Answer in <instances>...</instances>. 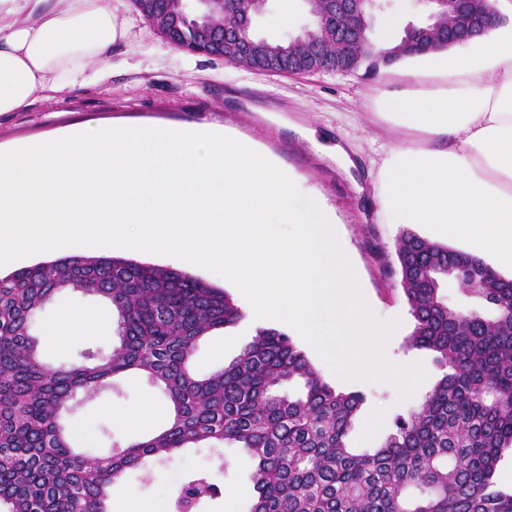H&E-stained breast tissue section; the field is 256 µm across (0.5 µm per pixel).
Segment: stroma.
Masks as SVG:
<instances>
[{"label": "stroma", "instance_id": "stroma-1", "mask_svg": "<svg viewBox=\"0 0 512 512\" xmlns=\"http://www.w3.org/2000/svg\"><path fill=\"white\" fill-rule=\"evenodd\" d=\"M281 6V0H273L256 18L258 34L289 39L310 23L301 0H293L289 26H275L273 19ZM112 13L126 36L113 43L111 57L91 65L65 91L0 114V153L99 126L205 125L249 140L298 177L305 192L319 197L333 211L339 239L356 264L374 317L398 323L385 343V354L400 365L421 364L426 372L416 391L403 400L392 383L340 379L302 338H295V345L326 382L365 395L359 420L349 435L352 446L379 447L392 432L396 417L418 408L439 376L429 352L406 346L413 317L400 284L396 256L404 227L394 223L383 204L381 172L391 154L425 143L421 134L375 109L376 97L406 89L405 79L385 68L370 80L358 73H257L168 45L136 11L132 0H112ZM419 17L416 0H392L374 19L371 38L379 45L398 38ZM338 142L349 147L352 167L343 168L328 154V146ZM186 271L206 282H217L246 312L238 325L216 331L200 344L196 364L209 371L237 356L259 323L248 315L249 303L232 282L215 280L209 270L196 265L187 266ZM65 308L94 314L97 324L85 335L60 344L54 342L53 334ZM110 310L108 302L92 295H57L33 327L46 361L56 365L78 358L88 346L111 352L116 337L109 324ZM148 403L162 407L166 401L145 380L129 377L117 382L114 390L84 397L64 422L77 446L105 453L140 435V427L131 419ZM196 471L210 472L219 487L218 496L202 512H247L249 501L240 489L249 485L253 468L248 456L234 448H203L152 464L145 473H132L125 485L116 488L112 512H123L130 496L145 505L147 512H173L177 486Z\"/></svg>", "mask_w": 512, "mask_h": 512}]
</instances>
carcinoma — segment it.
<instances>
[{
	"instance_id": "obj_1",
	"label": "carcinoma",
	"mask_w": 512,
	"mask_h": 512,
	"mask_svg": "<svg viewBox=\"0 0 512 512\" xmlns=\"http://www.w3.org/2000/svg\"><path fill=\"white\" fill-rule=\"evenodd\" d=\"M251 0H223L217 29L238 22ZM256 52L224 58L258 72L314 68L311 52L343 73L421 54L422 33L404 30L394 46L365 42L343 57L335 39L302 31L287 41L252 35ZM283 51L280 67L268 56ZM397 258L413 317L409 344L429 351L441 378L423 403L395 421L371 450L348 436L365 398L330 386L290 337L260 329L228 364L202 372L199 344L241 322L223 289L177 270L122 257L67 255L0 277V512H112V490L131 472L185 448L242 449L253 461L249 512H512V491L494 474L512 448V279L464 251L406 231ZM452 268L462 300L448 306L438 276ZM64 291L108 301L117 345L83 349L50 366L32 334L36 316ZM146 378L170 413L158 430L108 454L75 447L62 423L79 395ZM218 494L208 473L186 478L174 507L199 509Z\"/></svg>"
}]
</instances>
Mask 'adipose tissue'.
<instances>
[{
  "instance_id": "adipose-tissue-1",
  "label": "adipose tissue",
  "mask_w": 512,
  "mask_h": 512,
  "mask_svg": "<svg viewBox=\"0 0 512 512\" xmlns=\"http://www.w3.org/2000/svg\"><path fill=\"white\" fill-rule=\"evenodd\" d=\"M26 0H0V113L64 91L123 37L110 0H65L28 21ZM474 51L432 53L408 71L413 88L378 97V111L403 118L446 147L397 150L383 178L386 210L512 271V35L493 27Z\"/></svg>"
}]
</instances>
